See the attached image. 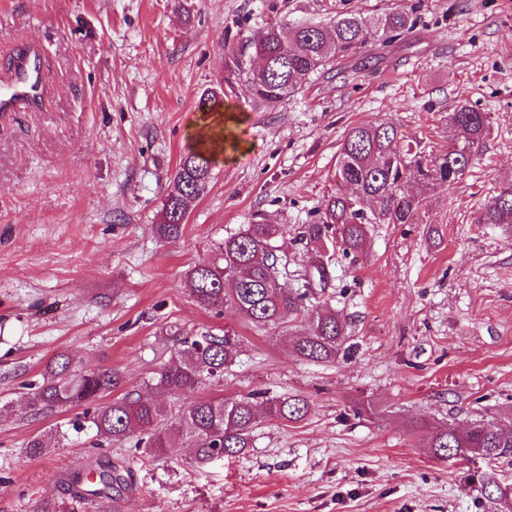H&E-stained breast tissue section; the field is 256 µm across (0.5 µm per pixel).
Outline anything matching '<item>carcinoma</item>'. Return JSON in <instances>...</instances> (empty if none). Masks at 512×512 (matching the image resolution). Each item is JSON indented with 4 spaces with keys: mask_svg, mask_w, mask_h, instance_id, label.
I'll use <instances>...</instances> for the list:
<instances>
[{
    "mask_svg": "<svg viewBox=\"0 0 512 512\" xmlns=\"http://www.w3.org/2000/svg\"><path fill=\"white\" fill-rule=\"evenodd\" d=\"M413 11L401 7L363 17L344 13L328 22L279 18L259 32L236 43H224V79L220 90L200 99L203 112L223 105L239 83L248 86L258 105L275 107L296 95L310 76L327 69L367 44L385 42L409 29ZM458 132L439 157L407 158L398 127L392 122L358 125L347 131L339 149L338 181L348 192H338L325 204L316 224L305 225L302 238L324 250L362 248L368 224H415L424 199L404 191L411 180L453 184L458 169L472 164L473 148L483 138L488 116L467 105L449 115ZM237 149L236 138L224 134L221 122L207 123L180 155L165 195L157 233L163 239L183 235L190 205L207 190L214 156L226 148ZM479 224H512V186L503 189L479 212ZM280 226L254 220L214 244L211 257L195 263L184 274L185 288L205 309L221 316L233 312L256 329L275 328L302 321L295 334L294 352L313 362H331L348 353L346 324L336 310L318 302L309 288V270L327 277L316 264L287 281L281 278V258L272 240ZM237 344L229 333L205 332L183 337L171 362L151 377L146 387L172 397L166 406L138 390L112 397L123 384L117 370L82 371L71 354L63 352L49 361L42 383L33 385L27 405L39 413L49 408L86 407L90 428L98 444L113 445L135 439V447L149 458L172 457L180 448L193 449L188 464L203 468L251 447L259 415L286 422L303 419L310 410L300 395L268 397L254 392L226 398L195 396L202 385L224 378V368L236 357ZM428 447L441 460L469 455L512 466V422L480 421L460 429H438L427 435ZM61 435L32 438L28 452L41 454ZM86 476L71 477L69 490L78 502L97 499L117 503L133 488L132 468L112 462L98 463Z\"/></svg>",
    "mask_w": 512,
    "mask_h": 512,
    "instance_id": "carcinoma-1",
    "label": "carcinoma"
}]
</instances>
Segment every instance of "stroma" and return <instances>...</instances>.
I'll return each instance as SVG.
<instances>
[{
    "instance_id": "35a3bbf8",
    "label": "stroma",
    "mask_w": 512,
    "mask_h": 512,
    "mask_svg": "<svg viewBox=\"0 0 512 512\" xmlns=\"http://www.w3.org/2000/svg\"><path fill=\"white\" fill-rule=\"evenodd\" d=\"M416 5L415 22L310 79L275 108L238 85L224 106L238 150L216 157L184 234L159 238L162 201L197 134L198 100L224 77V44L267 22L329 21ZM22 48L42 63V107L0 114V512H105L76 504L68 479L102 457L135 476L121 512H500L487 481L512 469L440 460L426 436L512 418V224H480L512 185V0H0V86ZM486 113L487 134L453 185L422 191L414 224L369 225L335 252L320 294L342 316L353 357L298 359L292 329L214 316L184 274L256 217L281 224L287 274L310 266L301 238L339 188L348 129L396 123L405 143L445 154L448 115ZM232 331L237 357L201 396L305 395L297 422L260 418L253 445L205 468L96 447L69 428L82 408L34 413L28 384L72 352L115 369L125 389L170 359L175 333ZM59 447L26 446L53 429Z\"/></svg>"
}]
</instances>
